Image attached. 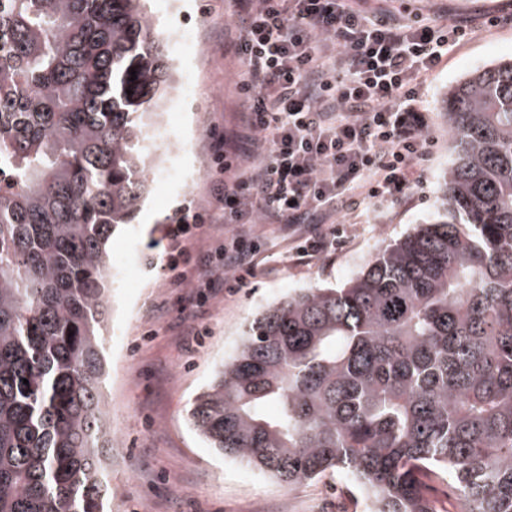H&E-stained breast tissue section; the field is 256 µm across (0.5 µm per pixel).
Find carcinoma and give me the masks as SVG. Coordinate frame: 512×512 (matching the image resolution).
I'll return each instance as SVG.
<instances>
[{"mask_svg":"<svg viewBox=\"0 0 512 512\" xmlns=\"http://www.w3.org/2000/svg\"><path fill=\"white\" fill-rule=\"evenodd\" d=\"M171 78L146 0H0V512L112 508L109 240ZM443 111L438 218L268 306L195 397L224 457L289 487L336 472L370 512H436L441 471L459 512H512V59Z\"/></svg>","mask_w":512,"mask_h":512,"instance_id":"carcinoma-1","label":"carcinoma"}]
</instances>
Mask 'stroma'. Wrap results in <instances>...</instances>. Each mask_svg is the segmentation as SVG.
<instances>
[{"label":"stroma","instance_id":"35a3bbf8","mask_svg":"<svg viewBox=\"0 0 512 512\" xmlns=\"http://www.w3.org/2000/svg\"><path fill=\"white\" fill-rule=\"evenodd\" d=\"M458 21L489 12H512V0H365L368 10L416 9ZM162 31L190 39L186 57L171 53L173 80L184 95L177 106L189 146L174 152L165 178L150 181L133 224L114 235L111 314L105 335L103 392L116 446L109 461L112 512H360L358 493L329 474L295 487L223 458L191 429V402L220 361L268 305L295 288L340 286L358 275L389 244L441 211L440 182L453 158V134L442 111L445 93L474 70L512 57V26L482 33L454 48L429 79L424 105L437 137L424 182L396 204L370 207L359 223L343 224L335 250L298 257L292 250L303 224H264L255 276L236 293L206 287L204 264L183 266L184 281L163 276L165 230L180 210L216 207L213 144L248 152L236 138L241 103L233 86L240 75L224 28L237 0H149ZM139 277L123 287L127 271Z\"/></svg>","mask_w":512,"mask_h":512}]
</instances>
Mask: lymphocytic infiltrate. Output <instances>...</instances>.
Masks as SVG:
<instances>
[{"label":"lymphocytic infiltrate","instance_id":"obj_1","mask_svg":"<svg viewBox=\"0 0 512 512\" xmlns=\"http://www.w3.org/2000/svg\"><path fill=\"white\" fill-rule=\"evenodd\" d=\"M239 2L235 88L253 150L224 153L220 211L180 212L168 233L177 257L205 224H332L340 212L408 198L435 143L422 91L477 31L356 0ZM257 249L232 238L208 287L243 286Z\"/></svg>","mask_w":512,"mask_h":512}]
</instances>
